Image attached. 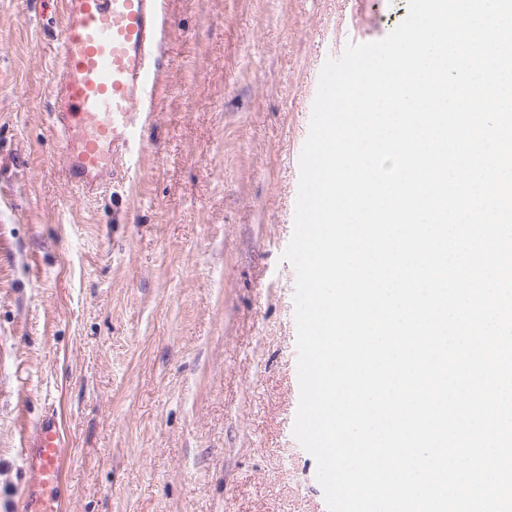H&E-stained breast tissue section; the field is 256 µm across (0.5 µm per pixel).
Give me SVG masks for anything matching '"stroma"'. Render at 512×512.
Returning <instances> with one entry per match:
<instances>
[{
  "label": "stroma",
  "instance_id": "obj_1",
  "mask_svg": "<svg viewBox=\"0 0 512 512\" xmlns=\"http://www.w3.org/2000/svg\"><path fill=\"white\" fill-rule=\"evenodd\" d=\"M137 173L77 197L50 115L62 22L0 0V512L48 409L69 512H325L283 261L322 68L408 0H165Z\"/></svg>",
  "mask_w": 512,
  "mask_h": 512
}]
</instances>
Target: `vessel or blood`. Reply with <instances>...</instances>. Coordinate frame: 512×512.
I'll return each mask as SVG.
<instances>
[{
    "mask_svg": "<svg viewBox=\"0 0 512 512\" xmlns=\"http://www.w3.org/2000/svg\"><path fill=\"white\" fill-rule=\"evenodd\" d=\"M62 34L51 98L68 182L97 194L113 166L136 161L154 114L155 75L163 65L164 0H51ZM28 479L11 512H67L63 487L71 458L57 412L21 437Z\"/></svg>",
    "mask_w": 512,
    "mask_h": 512,
    "instance_id": "vessel-or-blood-1",
    "label": "vessel or blood"
}]
</instances>
